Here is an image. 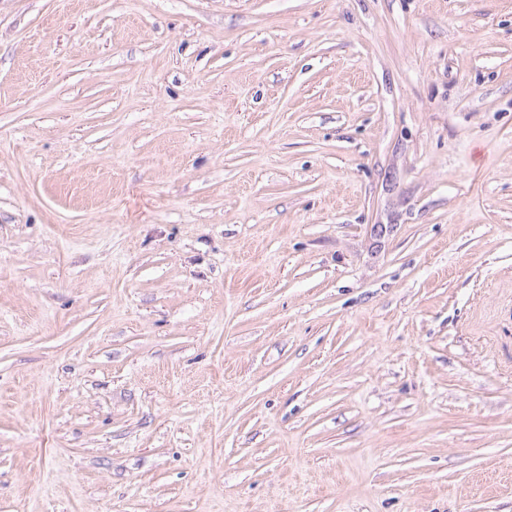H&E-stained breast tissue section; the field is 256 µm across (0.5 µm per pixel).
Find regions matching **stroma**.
Returning a JSON list of instances; mask_svg holds the SVG:
<instances>
[{
    "mask_svg": "<svg viewBox=\"0 0 512 512\" xmlns=\"http://www.w3.org/2000/svg\"><path fill=\"white\" fill-rule=\"evenodd\" d=\"M0 512H512V0H0Z\"/></svg>",
    "mask_w": 512,
    "mask_h": 512,
    "instance_id": "stroma-1",
    "label": "stroma"
}]
</instances>
